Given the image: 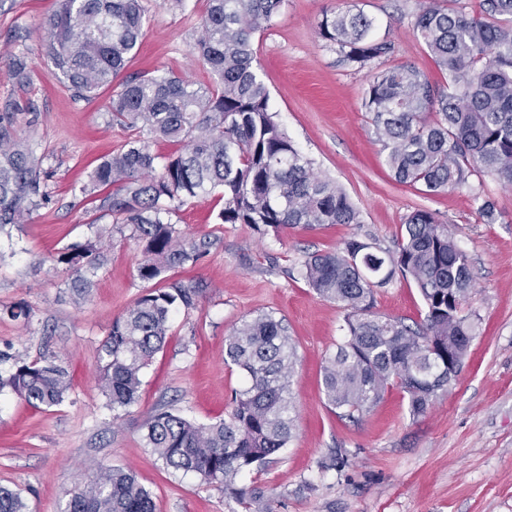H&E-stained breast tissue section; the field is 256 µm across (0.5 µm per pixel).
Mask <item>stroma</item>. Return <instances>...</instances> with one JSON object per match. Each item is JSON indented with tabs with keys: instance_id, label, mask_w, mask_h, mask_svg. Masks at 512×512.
<instances>
[{
	"instance_id": "obj_1",
	"label": "stroma",
	"mask_w": 512,
	"mask_h": 512,
	"mask_svg": "<svg viewBox=\"0 0 512 512\" xmlns=\"http://www.w3.org/2000/svg\"><path fill=\"white\" fill-rule=\"evenodd\" d=\"M421 0H288L268 30L255 37L259 74L270 108L314 169L341 186L361 211L359 224L287 228L258 234L220 224L218 195L188 200L172 220L191 239L210 237L195 265L164 272L154 283L136 276L141 246L131 227L102 216L99 197L79 191L99 159L131 131L113 124L109 102L122 81L159 70L198 86L213 83L191 53L206 0H143L140 48L119 80L91 100L74 96L43 53L45 24L57 0H0V125L43 160L48 204L0 234V372L17 361L64 366L72 386L65 400L35 409L0 394V486L18 490L27 512H63L67 492L92 466L133 470L153 492L157 512H242L223 488L168 469L143 440L147 420L168 408L197 423L226 417L241 372L224 361V341L262 312L283 318L297 360L291 387L295 434L272 462L242 473L239 487L261 492L274 512H512V187L491 176L432 195L395 181L362 106L364 72L318 38L324 13L357 7L374 21L372 34L392 42L389 65L411 64L444 84L413 25ZM25 51L27 82L14 73ZM494 202L487 223L482 201ZM434 212L467 253L474 287L467 309L477 335L456 379L428 413L412 418L408 397L390 389L358 420L339 418L325 403L322 367L346 334L344 313L308 286L306 254L342 247L351 237L393 247L414 210ZM103 239L105 261L85 298L75 273L54 262L62 248ZM179 281L202 285L195 310H176L164 348L145 369L136 403L114 409L99 380V354L112 323L151 287ZM22 305L29 321L4 308ZM373 311L412 324L425 308L412 281L378 289Z\"/></svg>"
}]
</instances>
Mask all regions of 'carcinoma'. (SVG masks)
I'll return each mask as SVG.
<instances>
[{
    "instance_id": "obj_1",
    "label": "carcinoma",
    "mask_w": 512,
    "mask_h": 512,
    "mask_svg": "<svg viewBox=\"0 0 512 512\" xmlns=\"http://www.w3.org/2000/svg\"><path fill=\"white\" fill-rule=\"evenodd\" d=\"M286 2L207 0L192 51L213 73L214 85L147 73L112 97V122L133 134L96 165L80 191L112 187L100 209L143 242L140 280L206 256L212 242L184 237L171 216L187 200L217 190L224 200L220 223L246 224L260 234L362 223L346 192L314 171L270 109L254 36L274 23ZM144 21L141 0H58L45 27L47 58L75 96L92 99L136 54ZM373 26L362 10L347 8L323 14L317 34L349 64L367 70L363 107L394 179L430 194L465 187L474 176L512 185V0H480L473 12L440 0L422 7L414 31L447 77L443 87L415 66H386L394 46L374 37ZM154 138L180 142L183 150L161 163L151 150ZM41 163L28 144L0 127V231L48 202ZM54 261L74 270L73 287L84 289L103 264L102 243L72 244ZM301 271L319 297L346 311L345 340L323 366L326 403L357 419L396 386L408 395L410 416L426 414L458 375L476 336L465 312L473 288L469 256L447 225L417 209L394 249L350 238L338 250L307 256ZM400 277L411 279L423 299L421 324L371 311L375 290ZM202 292L172 282L141 296L113 322L100 356L102 392L112 408L137 401L143 370L164 347L173 311L195 309ZM224 351L245 378L229 417L199 424L161 410L146 422L144 440L166 467L224 486L245 507L257 504L255 512H273L236 482L293 437L296 345L283 319L262 313L243 321ZM6 388L35 408H50L64 401L71 379L63 366L35 360L0 375V392ZM0 512H26L21 494L0 486ZM64 512H156V502L132 472L113 467L70 490Z\"/></svg>"
}]
</instances>
